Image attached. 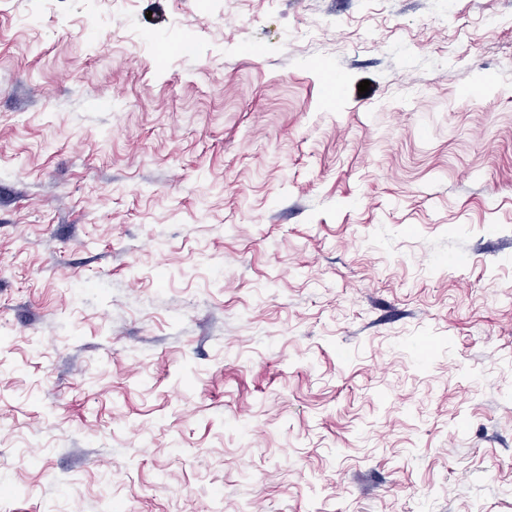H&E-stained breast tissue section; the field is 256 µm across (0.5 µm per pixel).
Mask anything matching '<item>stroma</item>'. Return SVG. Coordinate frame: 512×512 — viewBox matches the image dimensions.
Here are the masks:
<instances>
[{
  "instance_id": "stroma-1",
  "label": "stroma",
  "mask_w": 512,
  "mask_h": 512,
  "mask_svg": "<svg viewBox=\"0 0 512 512\" xmlns=\"http://www.w3.org/2000/svg\"><path fill=\"white\" fill-rule=\"evenodd\" d=\"M0 512H512V0H0Z\"/></svg>"
}]
</instances>
